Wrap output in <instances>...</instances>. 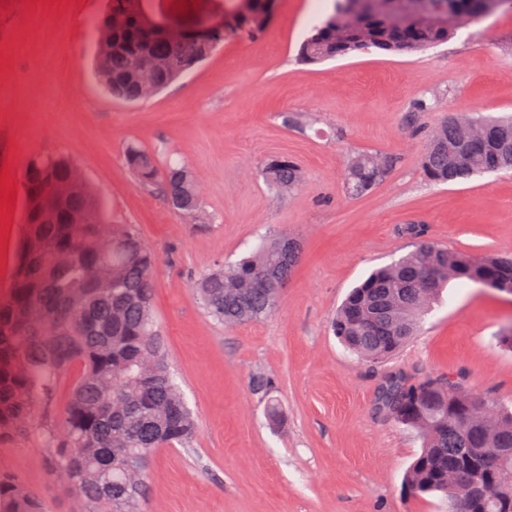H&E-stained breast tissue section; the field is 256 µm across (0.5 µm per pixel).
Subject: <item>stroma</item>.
Here are the masks:
<instances>
[{
	"label": "stroma",
	"mask_w": 512,
	"mask_h": 512,
	"mask_svg": "<svg viewBox=\"0 0 512 512\" xmlns=\"http://www.w3.org/2000/svg\"><path fill=\"white\" fill-rule=\"evenodd\" d=\"M332 0H275L265 29L225 40L154 97L112 98L94 71L92 22L106 0H0V167L15 189L0 246V297L23 237L30 158L60 153L81 169L113 223L135 227L156 255L153 309L172 371L197 419L190 447L151 458L142 512H442L439 496H408L421 450L416 432L378 411L393 373L449 377L512 403V351L495 333L512 323V296L453 285L420 332L371 363L331 324L347 293L374 268L425 239L475 256H512V173L433 186L421 157L434 127L455 112L512 113V12H499L436 47L367 51L320 64L298 47ZM239 0H150L174 27L239 9ZM435 108L413 111L418 98ZM137 143L158 160L180 155L201 189L190 222L157 190L139 186L124 153ZM398 156L363 195L347 193L353 153ZM285 156L303 179L268 191L263 168ZM298 240L300 259L267 319L214 321L194 276L246 253L257 236ZM283 410L269 423L267 399ZM30 411L24 435L0 440V470L41 495L45 512H72Z\"/></svg>",
	"instance_id": "1"
}]
</instances>
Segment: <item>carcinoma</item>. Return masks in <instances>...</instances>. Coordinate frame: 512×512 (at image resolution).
I'll return each instance as SVG.
<instances>
[{"instance_id":"1","label":"carcinoma","mask_w":512,"mask_h":512,"mask_svg":"<svg viewBox=\"0 0 512 512\" xmlns=\"http://www.w3.org/2000/svg\"><path fill=\"white\" fill-rule=\"evenodd\" d=\"M143 0H108L99 23H128L113 42L95 36V74L112 95L137 101V57L157 63L155 92L167 88L224 43L151 39L142 32L148 17ZM262 0H249L251 33L263 29ZM351 0H333L299 48L307 63L377 49L404 54L442 43L490 15L512 12V0H402L392 16L383 4L346 18ZM346 38L332 35L336 21ZM374 155L356 153L346 166L350 195L360 196L379 182ZM127 168L137 183L158 189L182 215L202 213L201 190L190 167L131 143ZM45 162L31 158L24 183L35 188ZM421 168L431 184L503 170L512 171V116L479 118L458 113L436 127L426 144ZM275 193L291 192L302 180L291 159L263 169ZM64 207L94 214L109 223L104 201L87 183L72 189ZM91 226L61 224L48 218L34 225L45 253L32 258L20 249L14 280L0 301V437L23 431L32 405L54 402L62 379L79 368L61 425L43 428L41 440L52 468L66 479L83 505L82 512H141L147 470L158 448L187 447L197 426L176 383L155 320V256L130 224H114L105 238L90 236ZM300 257V246L286 237L268 236L245 257L221 265L194 282L207 312L227 325L259 321L277 308L280 291ZM490 280L496 291H512V256L475 257L432 241L419 242L397 261L373 270L352 288L333 323V331L351 351L380 362L414 335L424 315L452 282ZM36 302L45 321L27 320ZM378 409L414 429L422 440L409 466L405 489L411 496L436 494L456 512L465 499L468 512H512V409L466 390L447 378L410 380L389 375L377 397ZM472 463L498 476L497 486L471 494L455 473ZM0 512H43V501L10 475H0Z\"/></svg>"}]
</instances>
